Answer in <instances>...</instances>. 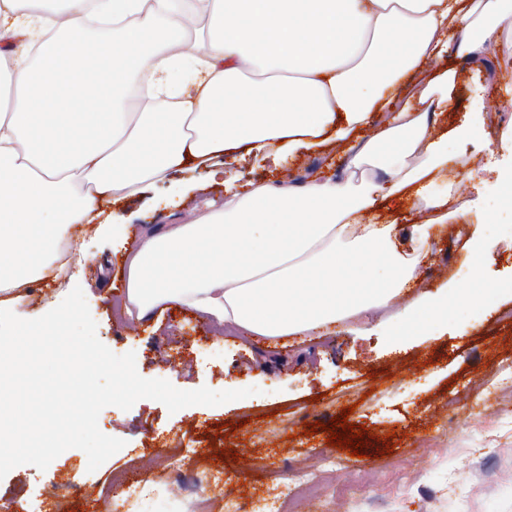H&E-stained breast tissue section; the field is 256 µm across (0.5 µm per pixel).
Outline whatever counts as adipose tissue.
Instances as JSON below:
<instances>
[{
  "label": "adipose tissue",
  "mask_w": 512,
  "mask_h": 512,
  "mask_svg": "<svg viewBox=\"0 0 512 512\" xmlns=\"http://www.w3.org/2000/svg\"><path fill=\"white\" fill-rule=\"evenodd\" d=\"M469 71L512 43V0H0V305L105 211L217 157L283 163L331 144L344 174L277 184L223 179L224 203L191 223L143 224L123 255L133 320L177 306L248 336L335 334L417 287L450 209L439 130L458 72L415 101L401 77L444 57ZM373 133L358 138L366 126ZM405 197L424 219L375 220Z\"/></svg>",
  "instance_id": "obj_1"
}]
</instances>
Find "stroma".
Masks as SVG:
<instances>
[{"label":"stroma","mask_w":512,"mask_h":512,"mask_svg":"<svg viewBox=\"0 0 512 512\" xmlns=\"http://www.w3.org/2000/svg\"><path fill=\"white\" fill-rule=\"evenodd\" d=\"M512 61L500 58L493 77L464 72L440 126L471 113L483 116L477 138L451 144L453 157L478 167L512 162L501 136H512ZM347 158L323 149L273 167L244 158L257 183L303 181L343 170ZM502 185L484 174L480 190L457 180L456 190L478 199L466 220L449 223L421 265L427 290L463 286L473 260L493 288L489 308L449 311L446 319L412 335H390L406 298L378 313L367 336L340 332L306 344L227 332L172 306L142 321L114 310L122 298L120 237L77 236L67 279L24 289L14 313L34 319L58 305L74 286L84 291L96 335L118 355L134 352L138 374L168 378L176 388L214 391L255 388V395L218 406L193 405L169 413L160 402L137 401L130 410L102 409L98 427L125 445L96 471L78 448L46 470L21 465L0 480V505L12 512H159L161 504L110 494L113 473L129 483L170 484L174 449L187 451L184 468L222 472L207 487L203 512H224V500L253 512L272 487L292 486L300 468L314 480L322 457L336 461V492L299 498L295 512H512V205L497 206ZM222 203L221 188L204 171L184 165L170 181L121 206L131 225L192 222L207 202ZM354 406L352 423L365 426L364 458L328 445L327 424ZM322 429H315V422ZM394 450H387L385 437Z\"/></svg>","instance_id":"1"}]
</instances>
